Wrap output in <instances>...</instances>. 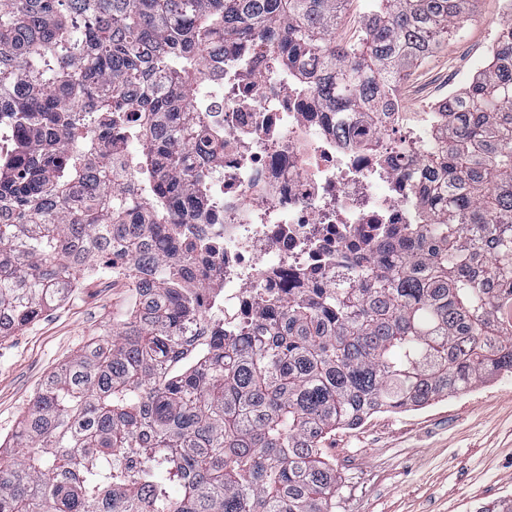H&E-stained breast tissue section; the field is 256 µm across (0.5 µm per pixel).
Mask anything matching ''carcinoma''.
Wrapping results in <instances>:
<instances>
[{
	"label": "carcinoma",
	"instance_id": "1",
	"mask_svg": "<svg viewBox=\"0 0 512 512\" xmlns=\"http://www.w3.org/2000/svg\"><path fill=\"white\" fill-rule=\"evenodd\" d=\"M0 0V338L124 249L135 300L36 391L0 454V512H334L328 435L512 375V23L403 171L434 221L397 224L350 282L285 299L242 336L192 341L204 315L171 265L183 204L216 146L185 89L218 41L257 34L329 109L385 112L475 0ZM136 98L152 222L100 154ZM369 1L354 0L343 24L336 29V38L343 41H355L361 33L359 20L369 10Z\"/></svg>",
	"mask_w": 512,
	"mask_h": 512
}]
</instances>
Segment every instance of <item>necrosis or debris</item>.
<instances>
[{
    "instance_id": "obj_1",
    "label": "necrosis or debris",
    "mask_w": 512,
    "mask_h": 512,
    "mask_svg": "<svg viewBox=\"0 0 512 512\" xmlns=\"http://www.w3.org/2000/svg\"><path fill=\"white\" fill-rule=\"evenodd\" d=\"M205 87L186 97L205 109L223 150L209 158V196L183 225L204 280L198 332L243 329L275 301L319 293L346 277L352 260L375 252L392 224L423 217L414 183L398 161L421 115L395 110L375 118L396 143L354 136L357 113L332 112L295 72L275 66L257 42L230 40L208 65ZM125 133L112 134L116 187L145 195Z\"/></svg>"
}]
</instances>
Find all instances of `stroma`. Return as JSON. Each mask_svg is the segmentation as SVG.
<instances>
[{"label": "stroma", "mask_w": 512, "mask_h": 512, "mask_svg": "<svg viewBox=\"0 0 512 512\" xmlns=\"http://www.w3.org/2000/svg\"><path fill=\"white\" fill-rule=\"evenodd\" d=\"M506 21L502 0H478L464 38H449L398 85L407 109L442 93L449 69L484 68L472 52ZM132 295L129 281L86 277L66 301L0 338V438L12 433L48 375L125 320ZM324 453L336 466L335 512H480L512 499V376L337 429Z\"/></svg>", "instance_id": "35a3bbf8"}]
</instances>
